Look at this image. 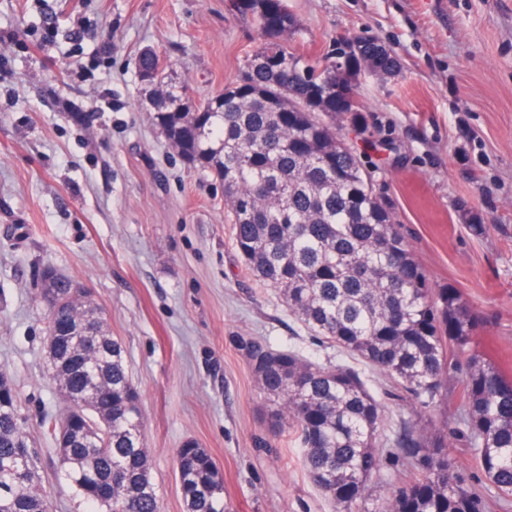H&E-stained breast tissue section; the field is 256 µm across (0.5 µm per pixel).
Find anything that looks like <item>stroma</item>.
<instances>
[{
	"label": "stroma",
	"instance_id": "obj_1",
	"mask_svg": "<svg viewBox=\"0 0 512 512\" xmlns=\"http://www.w3.org/2000/svg\"><path fill=\"white\" fill-rule=\"evenodd\" d=\"M311 58L370 35L404 68L360 73L357 147L436 286L483 317L477 340L512 377V0H286ZM257 41L229 0H0V370L10 375L52 512H88L63 476L49 422L63 406L47 352L39 276L88 288L138 388L162 512H186L176 452L196 440L224 476L233 512H330L292 432L273 436L238 339L346 362L250 274L224 186L186 163L151 120L137 59L154 49L195 104L221 94ZM482 219L484 233L471 223ZM386 405L402 388L362 362ZM448 387V451L465 486L486 480Z\"/></svg>",
	"mask_w": 512,
	"mask_h": 512
}]
</instances>
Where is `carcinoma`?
<instances>
[{
	"mask_svg": "<svg viewBox=\"0 0 512 512\" xmlns=\"http://www.w3.org/2000/svg\"><path fill=\"white\" fill-rule=\"evenodd\" d=\"M258 44L236 81L201 106L161 67L155 51L138 67L156 73L168 100L154 125L188 163L224 183V202L239 254L250 272L279 295L288 313L321 342L399 382L421 419L385 430L386 409L348 364L321 365L293 350L239 337L262 397L269 431L296 436L303 468L331 512H487V497L467 489L448 457V427L427 416L445 403L448 381L461 386L459 424L493 497L512 501V378L481 350L483 319L449 285L436 288L415 258L392 204L375 192L336 118L360 123L355 76L370 64L381 78L403 70L378 39L356 35L349 49L312 61L297 52L302 29L284 0H232ZM77 284L55 272L59 297ZM88 334L112 341L99 354L97 390L85 403V358L59 347L54 380L65 410L51 424L72 433L59 449L65 479L94 476L78 493L105 512H160L150 474L143 410L126 370L121 343L105 329L103 310ZM406 463L407 478L367 507L382 449ZM26 450L27 460L18 454ZM187 512H229L224 478L208 453L187 440L176 453ZM0 512H48V497L30 484L41 460L30 449L20 412H0Z\"/></svg>",
	"mask_w": 512,
	"mask_h": 512,
	"instance_id": "carcinoma-1",
	"label": "carcinoma"
}]
</instances>
